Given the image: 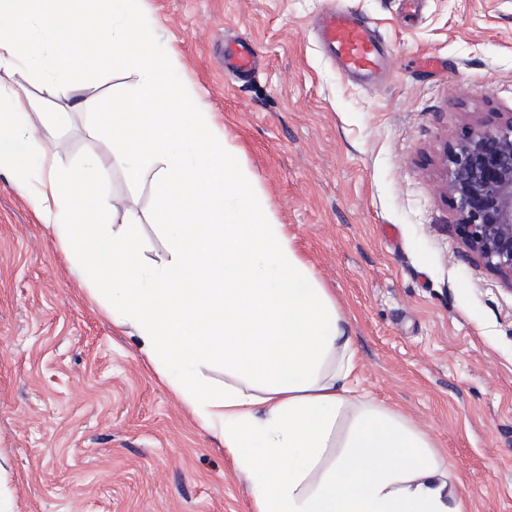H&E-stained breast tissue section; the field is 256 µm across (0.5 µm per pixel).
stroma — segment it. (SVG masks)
Masks as SVG:
<instances>
[{"mask_svg": "<svg viewBox=\"0 0 512 512\" xmlns=\"http://www.w3.org/2000/svg\"><path fill=\"white\" fill-rule=\"evenodd\" d=\"M369 20L387 76L340 75L319 14ZM194 87L295 244L349 318L369 396L429 431L468 512H512V285L455 231L444 149L512 113V0H144ZM242 40L259 69L224 71ZM67 115L63 167L111 143L69 101L15 78ZM122 62L80 74V95L133 96ZM108 196L141 217V261L168 257L150 183L104 168ZM0 512H253L220 440L204 429L91 301L53 231L0 175Z\"/></svg>", "mask_w": 512, "mask_h": 512, "instance_id": "35a3bbf8", "label": "stroma"}]
</instances>
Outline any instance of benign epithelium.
I'll return each instance as SVG.
<instances>
[{
    "label": "benign epithelium",
    "mask_w": 512,
    "mask_h": 512,
    "mask_svg": "<svg viewBox=\"0 0 512 512\" xmlns=\"http://www.w3.org/2000/svg\"><path fill=\"white\" fill-rule=\"evenodd\" d=\"M447 183L462 243L512 284V116L447 148Z\"/></svg>",
    "instance_id": "1"
}]
</instances>
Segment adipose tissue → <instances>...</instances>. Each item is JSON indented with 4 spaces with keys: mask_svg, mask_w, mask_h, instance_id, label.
<instances>
[{
    "mask_svg": "<svg viewBox=\"0 0 512 512\" xmlns=\"http://www.w3.org/2000/svg\"><path fill=\"white\" fill-rule=\"evenodd\" d=\"M142 0H0V173L75 261L92 298L196 421L222 442L256 512H465L436 439L357 388L348 319L263 202L239 147L159 50ZM122 60L134 97L79 99L71 75ZM39 77L149 180L169 257L146 269L136 211L97 160L65 168L57 123L33 125L16 74ZM121 224L109 230L105 213ZM224 366L216 390L203 367Z\"/></svg>",
    "mask_w": 512,
    "mask_h": 512,
    "instance_id": "1",
    "label": "adipose tissue"
}]
</instances>
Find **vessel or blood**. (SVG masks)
<instances>
[{
	"label": "vessel or blood",
	"instance_id": "b4317fda",
	"mask_svg": "<svg viewBox=\"0 0 512 512\" xmlns=\"http://www.w3.org/2000/svg\"><path fill=\"white\" fill-rule=\"evenodd\" d=\"M317 34L345 75L373 76L382 66L383 48L372 24L339 5L323 13Z\"/></svg>",
	"mask_w": 512,
	"mask_h": 512
}]
</instances>
